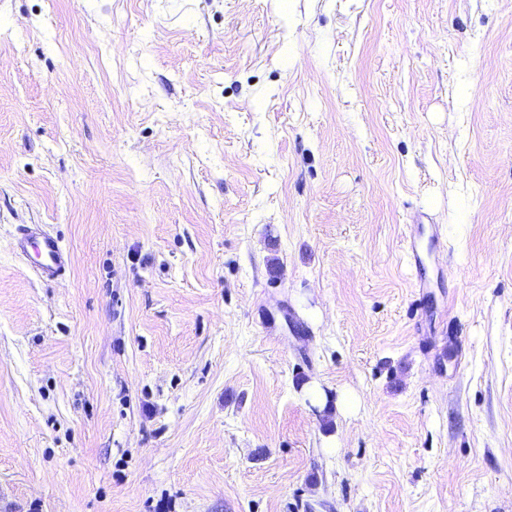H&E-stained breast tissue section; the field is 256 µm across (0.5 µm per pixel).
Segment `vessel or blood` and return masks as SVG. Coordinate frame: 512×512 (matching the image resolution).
<instances>
[{
  "label": "vessel or blood",
  "instance_id": "1",
  "mask_svg": "<svg viewBox=\"0 0 512 512\" xmlns=\"http://www.w3.org/2000/svg\"><path fill=\"white\" fill-rule=\"evenodd\" d=\"M14 251L34 265L38 276L45 281L57 279L69 264V257L57 237L38 224H24L13 243Z\"/></svg>",
  "mask_w": 512,
  "mask_h": 512
}]
</instances>
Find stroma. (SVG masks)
<instances>
[{"mask_svg":"<svg viewBox=\"0 0 512 512\" xmlns=\"http://www.w3.org/2000/svg\"><path fill=\"white\" fill-rule=\"evenodd\" d=\"M0 512H512V0H0ZM13 249L30 259L38 276L45 281L57 279L69 264L60 240L39 224L21 225L14 238Z\"/></svg>","mask_w":512,"mask_h":512,"instance_id":"obj_1","label":"stroma"}]
</instances>
